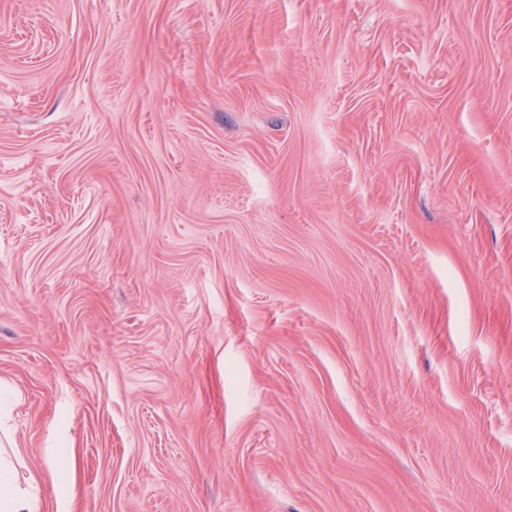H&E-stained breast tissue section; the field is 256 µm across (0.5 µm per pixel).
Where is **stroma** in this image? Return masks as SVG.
Listing matches in <instances>:
<instances>
[{
	"mask_svg": "<svg viewBox=\"0 0 512 512\" xmlns=\"http://www.w3.org/2000/svg\"><path fill=\"white\" fill-rule=\"evenodd\" d=\"M0 446L38 512H512V0H0Z\"/></svg>",
	"mask_w": 512,
	"mask_h": 512,
	"instance_id": "obj_1",
	"label": "stroma"
}]
</instances>
